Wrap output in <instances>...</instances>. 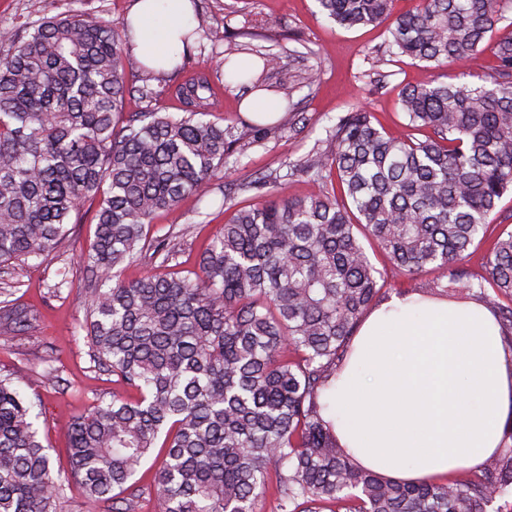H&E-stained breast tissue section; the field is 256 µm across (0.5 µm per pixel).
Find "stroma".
I'll return each mask as SVG.
<instances>
[{
	"label": "stroma",
	"instance_id": "35a3bbf8",
	"mask_svg": "<svg viewBox=\"0 0 512 512\" xmlns=\"http://www.w3.org/2000/svg\"><path fill=\"white\" fill-rule=\"evenodd\" d=\"M135 0H0V39L24 32L41 18L81 11L108 21L125 20ZM195 22L206 31L194 35L187 55L169 73L147 71L134 53L126 55L131 87L125 109L129 112H180L182 104L174 86L193 75L208 76L213 87L208 110L212 119L234 126L245 146L216 177L205 197L190 195L175 208L157 213L156 234L180 233L183 267H193L210 237L229 218L225 193L238 204L258 200L257 190H240V183L272 173L281 176L289 194H320L323 185L292 173L324 139L338 116L359 106L371 112L385 129L402 128L406 121L399 103L402 87L424 81L431 71L426 64L407 56L376 61L387 40L385 26L346 29L321 14L316 0H192ZM259 46L282 57L277 69L268 71L269 84L287 85L293 94L282 117L272 122L271 135L253 143L251 119L240 112L248 90L225 80L224 60L250 61L252 47ZM490 50L457 68L438 69L445 81H462L465 73L488 71ZM308 119L304 128L294 125L296 113ZM95 208L84 205L70 240L43 262L26 265L0 264V286L11 285L15 304L27 308L35 327L25 334L0 336V372H20L21 385L37 394L42 415L38 421L42 439L49 445L53 473L67 475V430L84 415L95 395L111 396L112 378L92 370L89 342L79 325L84 306L77 273L81 254L94 237ZM69 268V281L59 271Z\"/></svg>",
	"mask_w": 512,
	"mask_h": 512
}]
</instances>
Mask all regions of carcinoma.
I'll return each mask as SVG.
<instances>
[{"label":"carcinoma","instance_id":"obj_1","mask_svg":"<svg viewBox=\"0 0 512 512\" xmlns=\"http://www.w3.org/2000/svg\"><path fill=\"white\" fill-rule=\"evenodd\" d=\"M316 2L344 28L387 24L388 49L431 68L465 63L488 38L494 63L477 82L404 87L401 131L362 109L340 116L302 165L328 189L244 184L265 189L262 201L235 207L191 269L174 264L177 237L150 224L205 194L242 150L234 127L202 119L207 76L176 86L182 113L126 112L125 25L69 13L0 45V263L49 253L97 203L83 329L115 391L68 433L70 476L90 506L139 512L132 479L161 448L160 512H256L271 473L279 512H512V445L480 475L405 484L359 466L319 404L386 293L363 237L393 273L438 271L512 330V225L484 274L464 267L512 191V27H500L512 0H417L396 16L393 0ZM228 74L265 86L242 65ZM140 260L158 272L123 278ZM11 295L0 290V330H25ZM36 406L0 375V512H56L64 499Z\"/></svg>","mask_w":512,"mask_h":512}]
</instances>
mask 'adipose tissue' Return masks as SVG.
<instances>
[{
  "instance_id": "adipose-tissue-1",
  "label": "adipose tissue",
  "mask_w": 512,
  "mask_h": 512,
  "mask_svg": "<svg viewBox=\"0 0 512 512\" xmlns=\"http://www.w3.org/2000/svg\"><path fill=\"white\" fill-rule=\"evenodd\" d=\"M192 20L191 0H137L136 57L169 69ZM320 402L365 469L414 484L477 470L507 442L512 350L481 303L395 296L363 320Z\"/></svg>"
}]
</instances>
